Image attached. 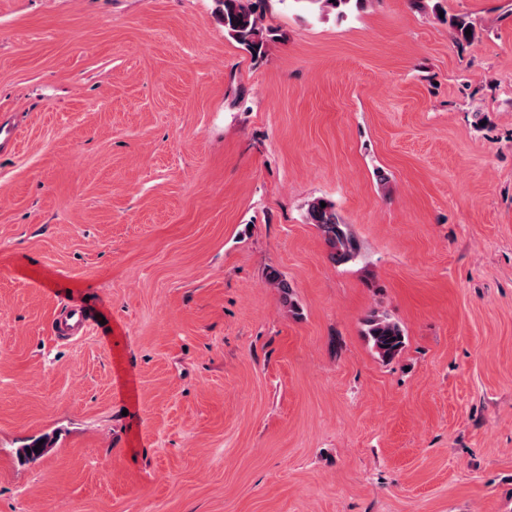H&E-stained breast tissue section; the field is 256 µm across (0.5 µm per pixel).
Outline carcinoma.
Returning <instances> with one entry per match:
<instances>
[{"label":"carcinoma","mask_w":512,"mask_h":512,"mask_svg":"<svg viewBox=\"0 0 512 512\" xmlns=\"http://www.w3.org/2000/svg\"><path fill=\"white\" fill-rule=\"evenodd\" d=\"M218 17L224 26V33L232 38L253 59L264 57L268 42L276 39V30L265 27L262 18L267 0H217ZM313 15L322 16L333 13L343 19L354 11L363 8L366 0H293ZM455 41L460 44L470 42L475 35L465 34L473 29L471 22L462 17L452 20ZM326 206H321V203ZM305 220L315 225L329 247V258L336 265L346 264L358 257L360 245L336 209V204L329 199L316 198L306 209ZM363 334L371 344L376 355L385 363L396 359L405 348L404 330L399 322L386 313L371 312L363 320ZM44 443L34 439L17 450L24 460L35 461L45 455L52 447V440L44 436Z\"/></svg>","instance_id":"cac0c4a2"}]
</instances>
